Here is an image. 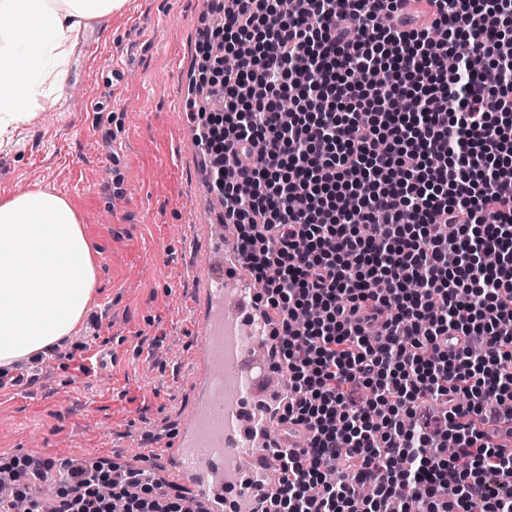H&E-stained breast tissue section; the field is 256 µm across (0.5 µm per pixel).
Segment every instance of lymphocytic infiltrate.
I'll return each instance as SVG.
<instances>
[{
    "mask_svg": "<svg viewBox=\"0 0 512 512\" xmlns=\"http://www.w3.org/2000/svg\"><path fill=\"white\" fill-rule=\"evenodd\" d=\"M293 2L235 0L199 44L198 141L283 323L277 425L307 432L262 512H512V0L419 27L414 0ZM57 483L56 512H201L139 468Z\"/></svg>",
    "mask_w": 512,
    "mask_h": 512,
    "instance_id": "f902f5d3",
    "label": "lymphocytic infiltrate"
}]
</instances>
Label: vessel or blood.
Listing matches in <instances>:
<instances>
[{
	"label": "vessel or blood",
	"mask_w": 512,
	"mask_h": 512,
	"mask_svg": "<svg viewBox=\"0 0 512 512\" xmlns=\"http://www.w3.org/2000/svg\"><path fill=\"white\" fill-rule=\"evenodd\" d=\"M218 255L201 277L196 307L205 358L197 368L203 399L188 415L169 476L207 512H224V475H237L238 495L259 512L274 469V451L301 448L303 433L282 439L267 402L283 396L271 369L270 338L278 323L256 299L233 237L215 227Z\"/></svg>",
	"instance_id": "vessel-or-blood-1"
}]
</instances>
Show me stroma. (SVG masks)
Listing matches in <instances>:
<instances>
[{
	"label": "stroma",
	"instance_id": "stroma-1",
	"mask_svg": "<svg viewBox=\"0 0 512 512\" xmlns=\"http://www.w3.org/2000/svg\"><path fill=\"white\" fill-rule=\"evenodd\" d=\"M210 19L208 0H129L76 49L61 101L0 148V197L65 194L98 265L73 345L0 384V467L44 449L133 466L142 449L172 444L194 406L185 363L202 350L191 303L205 284L185 270L207 259L211 183L186 100ZM95 349L112 364L89 380L80 367Z\"/></svg>",
	"mask_w": 512,
	"mask_h": 512
}]
</instances>
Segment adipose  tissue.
Here are the masks:
<instances>
[{
    "instance_id": "ef3b65f1",
    "label": "adipose tissue",
    "mask_w": 512,
    "mask_h": 512,
    "mask_svg": "<svg viewBox=\"0 0 512 512\" xmlns=\"http://www.w3.org/2000/svg\"><path fill=\"white\" fill-rule=\"evenodd\" d=\"M127 0H0V145L53 106L89 21ZM97 266L76 206L36 188L0 201V375L60 347L85 318Z\"/></svg>"
}]
</instances>
